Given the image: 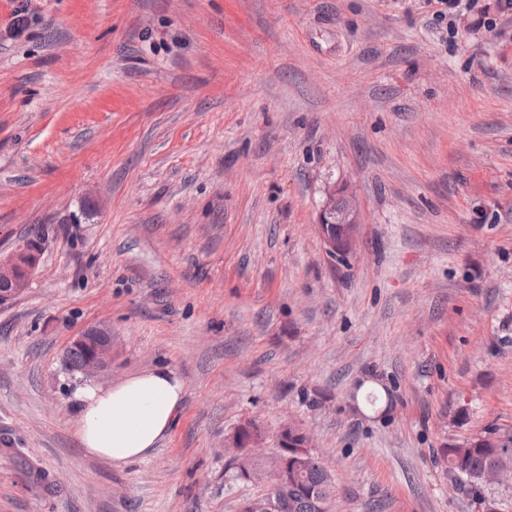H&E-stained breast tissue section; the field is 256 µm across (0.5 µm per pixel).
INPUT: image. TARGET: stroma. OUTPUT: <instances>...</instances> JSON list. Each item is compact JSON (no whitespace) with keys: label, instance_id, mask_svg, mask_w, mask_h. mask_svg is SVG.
I'll use <instances>...</instances> for the list:
<instances>
[{"label":"stroma","instance_id":"1","mask_svg":"<svg viewBox=\"0 0 512 512\" xmlns=\"http://www.w3.org/2000/svg\"><path fill=\"white\" fill-rule=\"evenodd\" d=\"M425 0H0V512H240L225 437L287 426L329 512H474L448 451L512 432V19ZM20 32H12L16 14ZM348 181L360 241L317 229ZM110 386L186 383L124 466L74 438V336ZM39 249L20 246L6 256L0 255V304L7 303L24 293L39 261ZM76 344H85L88 350L85 357L84 351L81 348L72 351V363L75 365L80 363L76 368L71 369L73 372L80 373L87 379L97 377L111 370L112 332L110 329L104 326H95L75 336L67 347L65 354L66 363L69 350Z\"/></svg>","mask_w":512,"mask_h":512}]
</instances>
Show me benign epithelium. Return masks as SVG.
<instances>
[{"mask_svg": "<svg viewBox=\"0 0 512 512\" xmlns=\"http://www.w3.org/2000/svg\"><path fill=\"white\" fill-rule=\"evenodd\" d=\"M318 232L326 253L334 259H346L356 249L360 218L358 204L350 185L334 183L325 189V201L318 214ZM39 261L37 246H20L6 256L0 255V304L7 303L24 293ZM85 344L87 353L74 371L84 378H94L112 368V332L104 326L86 329L74 337L70 345ZM284 434L297 437L298 448L280 447L271 470L262 473L251 462L263 457L264 439L259 427L251 422L241 426L225 439L224 447L232 450L237 477L246 482L264 483L267 495L250 501V512H280L288 498V487L297 483L303 470L305 455L313 445L303 430L283 429ZM480 447L498 457L478 476L480 484L490 490L504 488L512 491V462L502 454L495 434L480 438Z\"/></svg>", "mask_w": 512, "mask_h": 512, "instance_id": "7a95c632", "label": "benign epithelium"}]
</instances>
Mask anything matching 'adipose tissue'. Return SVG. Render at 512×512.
I'll return each instance as SVG.
<instances>
[{
	"instance_id": "1",
	"label": "adipose tissue",
	"mask_w": 512,
	"mask_h": 512,
	"mask_svg": "<svg viewBox=\"0 0 512 512\" xmlns=\"http://www.w3.org/2000/svg\"><path fill=\"white\" fill-rule=\"evenodd\" d=\"M184 393V379L166 366L128 375L109 387L77 386L79 448L117 466L147 457L170 432Z\"/></svg>"
}]
</instances>
